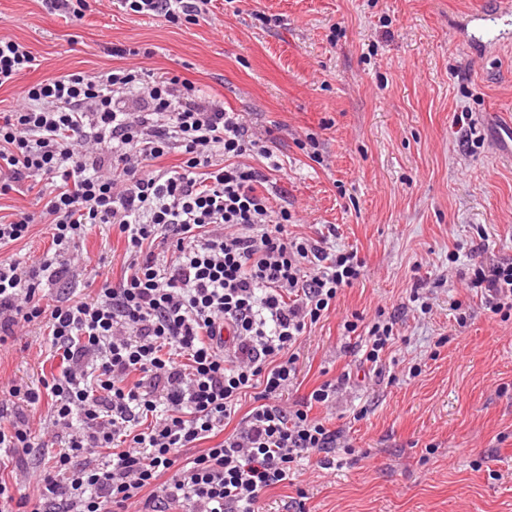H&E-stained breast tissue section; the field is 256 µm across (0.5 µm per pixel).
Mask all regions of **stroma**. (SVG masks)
<instances>
[{"instance_id": "35a3bbf8", "label": "stroma", "mask_w": 512, "mask_h": 512, "mask_svg": "<svg viewBox=\"0 0 512 512\" xmlns=\"http://www.w3.org/2000/svg\"><path fill=\"white\" fill-rule=\"evenodd\" d=\"M494 2L215 0L213 19L185 28L0 0V32L41 62L27 81L108 70L121 63L111 45L138 43L154 50L143 67L245 113L270 133L272 158L252 164L272 203L297 213L293 234L336 225V248L364 261L301 337L288 399L351 371V388L313 413L370 456L304 463L261 512H512V319L467 286L474 263L512 261V12ZM123 249L111 225L92 227L51 297L91 296L98 273L119 279ZM381 310L398 339L372 365L342 324ZM57 370L45 324L0 347L2 386L36 387Z\"/></svg>"}]
</instances>
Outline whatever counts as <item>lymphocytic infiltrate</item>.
I'll use <instances>...</instances> for the list:
<instances>
[{
	"instance_id": "obj_1",
	"label": "lymphocytic infiltrate",
	"mask_w": 512,
	"mask_h": 512,
	"mask_svg": "<svg viewBox=\"0 0 512 512\" xmlns=\"http://www.w3.org/2000/svg\"><path fill=\"white\" fill-rule=\"evenodd\" d=\"M213 0H117L134 17L181 26L212 17ZM122 66L72 71L27 84L39 68L24 44L0 35V87L18 89L0 116V196L38 178L52 248L38 261L0 259V346L46 319L61 370L34 388L0 389V454L35 445L30 413L43 398L44 428L65 449L33 474V512H259L269 490L300 464L336 466L353 454L339 429L312 416L349 372L285 405L297 378L300 337L363 275L357 250L289 232L266 175L245 157L271 158L244 113L225 109L184 76L141 66L148 47L118 44ZM178 151V163L164 159ZM125 241L119 281L91 299L43 305L46 282L66 276L91 227ZM492 313L512 316V261L474 266L468 282ZM395 317L360 326L363 358L396 342ZM253 407L238 414L243 395ZM154 421L144 431L143 416ZM216 445L198 449V442ZM108 462L93 465L99 449Z\"/></svg>"
}]
</instances>
